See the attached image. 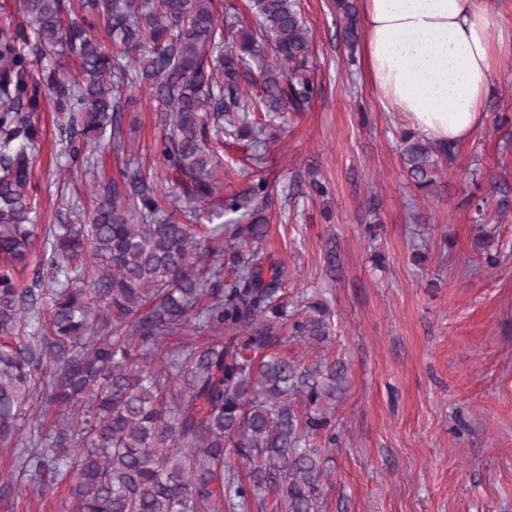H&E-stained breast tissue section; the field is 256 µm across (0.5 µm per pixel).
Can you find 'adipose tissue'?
<instances>
[{"label": "adipose tissue", "instance_id": "ef3b65f1", "mask_svg": "<svg viewBox=\"0 0 512 512\" xmlns=\"http://www.w3.org/2000/svg\"><path fill=\"white\" fill-rule=\"evenodd\" d=\"M363 72L383 107L436 143L469 141L484 125L499 57L497 15L478 0H359Z\"/></svg>", "mask_w": 512, "mask_h": 512}]
</instances>
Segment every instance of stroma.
Segmentation results:
<instances>
[{
	"label": "stroma",
	"instance_id": "35a3bbf8",
	"mask_svg": "<svg viewBox=\"0 0 512 512\" xmlns=\"http://www.w3.org/2000/svg\"><path fill=\"white\" fill-rule=\"evenodd\" d=\"M331 0H300L321 91L301 114L270 120L266 145L229 139L222 190L265 179L271 204L262 243L288 273L289 306L302 295L330 314L328 342H286L289 358L336 360L348 386L331 404L335 448L325 512H512V213L488 224L497 265L476 245L479 231L463 201L492 182L512 188V54L501 57L484 127L457 145L437 196L408 178L398 140L407 120L384 109L336 39ZM34 120L40 221H56L57 185L91 206L95 180L139 164L157 177L162 135L147 89L124 114L127 152H103L95 168L66 175L50 105ZM325 181V197L292 196L294 179ZM12 457L0 448V512H61L66 486L17 490L5 481Z\"/></svg>",
	"mask_w": 512,
	"mask_h": 512
}]
</instances>
